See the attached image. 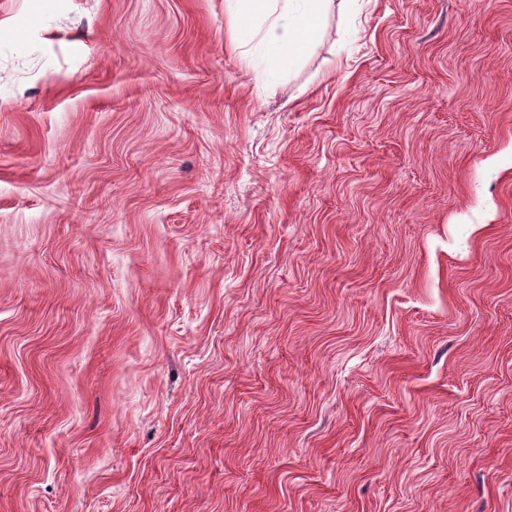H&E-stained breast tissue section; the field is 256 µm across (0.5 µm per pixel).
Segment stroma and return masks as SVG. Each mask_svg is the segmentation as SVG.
<instances>
[{"label": "stroma", "mask_w": 512, "mask_h": 512, "mask_svg": "<svg viewBox=\"0 0 512 512\" xmlns=\"http://www.w3.org/2000/svg\"><path fill=\"white\" fill-rule=\"evenodd\" d=\"M0 0V512H512V0ZM333 0H226L237 23L233 48L254 38L275 61H293L314 41Z\"/></svg>", "instance_id": "1"}]
</instances>
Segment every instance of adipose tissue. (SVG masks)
I'll return each instance as SVG.
<instances>
[{
	"instance_id": "1",
	"label": "adipose tissue",
	"mask_w": 512,
	"mask_h": 512,
	"mask_svg": "<svg viewBox=\"0 0 512 512\" xmlns=\"http://www.w3.org/2000/svg\"><path fill=\"white\" fill-rule=\"evenodd\" d=\"M333 0H226L237 23L234 49L260 40L276 61H293L314 41Z\"/></svg>"
}]
</instances>
